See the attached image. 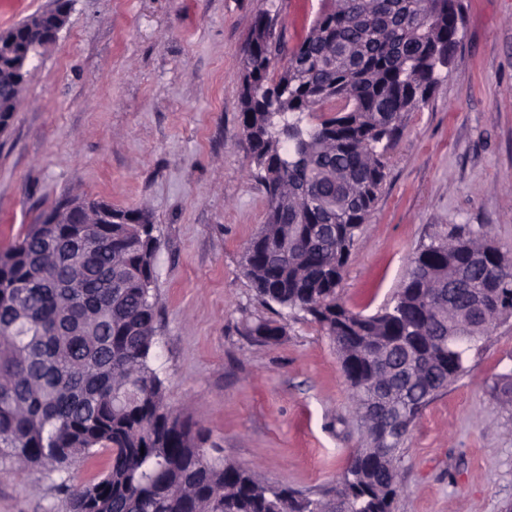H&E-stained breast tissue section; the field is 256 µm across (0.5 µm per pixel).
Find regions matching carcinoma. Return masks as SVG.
Here are the masks:
<instances>
[{
	"label": "carcinoma",
	"instance_id": "carcinoma-1",
	"mask_svg": "<svg viewBox=\"0 0 512 512\" xmlns=\"http://www.w3.org/2000/svg\"><path fill=\"white\" fill-rule=\"evenodd\" d=\"M326 2L291 48L259 11L242 53V128L267 195L243 270L263 302L303 313L333 341L364 444L319 498L210 455L153 363L151 215L84 199L90 212L112 210V223L50 224L43 213L0 251V456L53 472L93 448L110 452L97 482L66 487L69 512H390L409 433L466 372L472 346L459 337L488 336L505 316L489 275L512 283V257L482 227L422 245L393 305L364 315L340 302L387 152L452 63L464 15L462 0ZM36 21L54 16L14 29L22 37ZM19 101L0 59V111ZM90 234L97 246L86 251ZM247 332L277 342L285 326L258 320Z\"/></svg>",
	"mask_w": 512,
	"mask_h": 512
}]
</instances>
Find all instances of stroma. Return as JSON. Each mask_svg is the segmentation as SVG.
Listing matches in <instances>:
<instances>
[{
  "instance_id": "obj_1",
  "label": "stroma",
  "mask_w": 512,
  "mask_h": 512,
  "mask_svg": "<svg viewBox=\"0 0 512 512\" xmlns=\"http://www.w3.org/2000/svg\"><path fill=\"white\" fill-rule=\"evenodd\" d=\"M464 33L431 99L410 113L338 288L347 308L389 304L410 258L456 225L485 227L512 256V0H462ZM322 0H74L33 62L0 134V248L79 196L149 211L158 344L169 405L207 448L270 483L316 497L364 439L336 347L301 314L263 303L243 272L266 193L240 124V59L259 10L288 45ZM280 320L285 336L246 333ZM423 410L405 445L391 512H505L512 505V316ZM110 453L62 471L0 457V512H68ZM247 332L257 341L277 342L285 335V326L276 320H258L247 325Z\"/></svg>"
}]
</instances>
